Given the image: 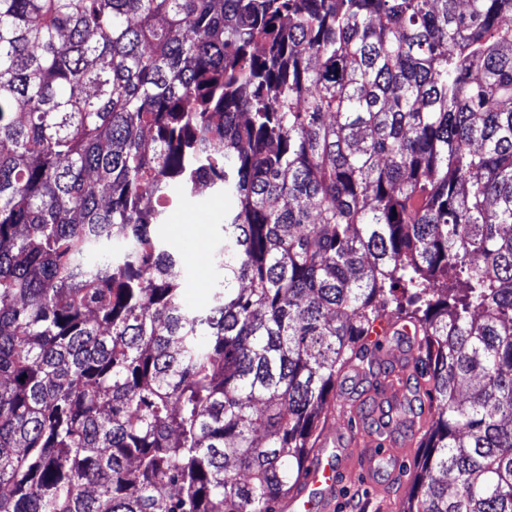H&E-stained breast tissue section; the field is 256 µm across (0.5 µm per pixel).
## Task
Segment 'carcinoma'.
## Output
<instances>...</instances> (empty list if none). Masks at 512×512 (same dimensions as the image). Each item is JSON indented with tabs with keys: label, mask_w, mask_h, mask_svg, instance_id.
Instances as JSON below:
<instances>
[{
	"label": "carcinoma",
	"mask_w": 512,
	"mask_h": 512,
	"mask_svg": "<svg viewBox=\"0 0 512 512\" xmlns=\"http://www.w3.org/2000/svg\"><path fill=\"white\" fill-rule=\"evenodd\" d=\"M384 313L404 512H512V0H0V512H276ZM224 219V197L200 189L168 212L158 233L181 257L185 270L183 292L189 307L205 304L212 294L214 270L209 257ZM182 223V224H175ZM418 331H413L409 326L400 325L399 323H392L385 332L386 337L394 336L398 339L402 346L391 349L383 360L389 361L392 366L390 373V380L381 393L377 397L373 412H377L385 405L391 407L392 411H396L402 407L404 403V389L406 388V372L408 371L413 352L416 348ZM384 336H378L381 340Z\"/></svg>",
	"instance_id": "carcinoma-1"
}]
</instances>
